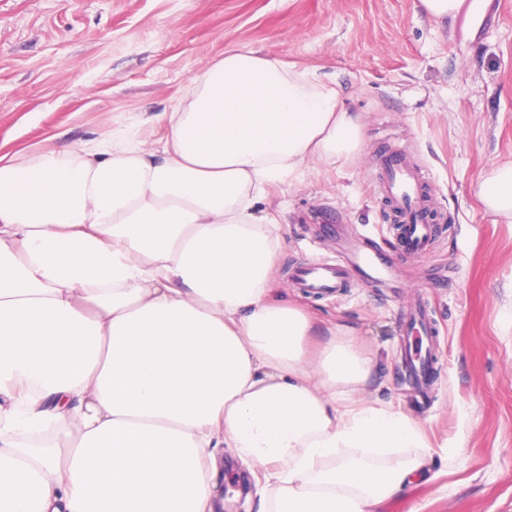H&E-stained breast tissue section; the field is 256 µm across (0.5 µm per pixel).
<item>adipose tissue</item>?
<instances>
[{
  "label": "adipose tissue",
  "mask_w": 512,
  "mask_h": 512,
  "mask_svg": "<svg viewBox=\"0 0 512 512\" xmlns=\"http://www.w3.org/2000/svg\"><path fill=\"white\" fill-rule=\"evenodd\" d=\"M193 85L158 147L0 154V512H215L220 448L265 468L259 512H375L429 469L418 422L361 398L352 335L271 297L256 205L359 154L361 115L247 49ZM475 193L512 218V161Z\"/></svg>",
  "instance_id": "adipose-tissue-1"
}]
</instances>
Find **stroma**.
Segmentation results:
<instances>
[{"mask_svg":"<svg viewBox=\"0 0 512 512\" xmlns=\"http://www.w3.org/2000/svg\"><path fill=\"white\" fill-rule=\"evenodd\" d=\"M239 48L315 69L364 118L359 156L268 199L283 210L274 298L312 314L318 337L352 329L374 361L369 399L412 414L430 447L429 475L378 512H512V222L474 194L481 174L512 160V0H463L440 23L418 0H0V154L74 148L110 125L158 141L151 118ZM395 147L421 168L446 229L410 259L392 249L376 190ZM368 245L398 266L390 283L355 274L342 295L309 298L289 276ZM420 295L440 343L424 411L412 409L400 365L403 317ZM217 454L224 512H257L236 482L262 480V468L231 448Z\"/></svg>","mask_w":512,"mask_h":512,"instance_id":"obj_1","label":"stroma"}]
</instances>
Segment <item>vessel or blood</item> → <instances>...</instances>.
<instances>
[{
  "label": "vessel or blood",
  "instance_id": "b4317fda",
  "mask_svg": "<svg viewBox=\"0 0 512 512\" xmlns=\"http://www.w3.org/2000/svg\"><path fill=\"white\" fill-rule=\"evenodd\" d=\"M379 186L396 210L397 237L393 244L396 253H426L437 239L440 227L428 218L429 201L422 192L419 173L405 152H386L380 164ZM354 270L373 279L388 270L380 250L358 255ZM349 270L338 266L306 263L297 266L292 277L300 288L313 295H329L343 288L349 279ZM424 313L410 316L404 324V371L414 384L431 381V364L435 346L425 335L422 326Z\"/></svg>",
  "mask_w": 512,
  "mask_h": 512
}]
</instances>
